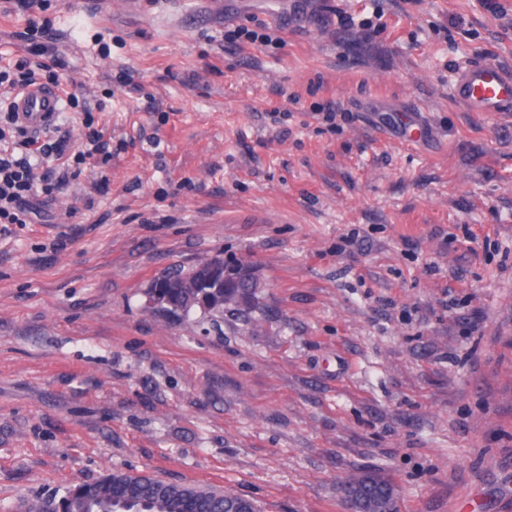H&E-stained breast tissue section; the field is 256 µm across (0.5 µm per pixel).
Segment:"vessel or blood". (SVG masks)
<instances>
[{"label":"vessel or blood","instance_id":"b4317fda","mask_svg":"<svg viewBox=\"0 0 512 512\" xmlns=\"http://www.w3.org/2000/svg\"><path fill=\"white\" fill-rule=\"evenodd\" d=\"M453 95L473 112L512 110V71L496 65H472L461 71ZM17 123L25 129L51 126L62 110L61 95L53 88L31 85L12 99Z\"/></svg>","mask_w":512,"mask_h":512}]
</instances>
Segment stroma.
<instances>
[{"instance_id": "35a3bbf8", "label": "stroma", "mask_w": 512, "mask_h": 512, "mask_svg": "<svg viewBox=\"0 0 512 512\" xmlns=\"http://www.w3.org/2000/svg\"><path fill=\"white\" fill-rule=\"evenodd\" d=\"M33 20L92 111L56 128L112 159L0 224V512L114 470L260 512H347L355 474L398 512H512V112L453 96L512 71V0H43L0 7V66ZM215 254L252 264L253 323L145 311ZM454 98L471 112L512 110V71L496 65H472L459 73ZM353 488L363 484L373 497L375 507L380 511L398 512L395 491L384 478L376 475L352 476L347 480Z\"/></svg>"}]
</instances>
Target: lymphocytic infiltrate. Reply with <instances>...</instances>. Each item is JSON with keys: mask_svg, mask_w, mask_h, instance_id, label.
<instances>
[{"mask_svg": "<svg viewBox=\"0 0 512 512\" xmlns=\"http://www.w3.org/2000/svg\"><path fill=\"white\" fill-rule=\"evenodd\" d=\"M36 68L30 61L18 60L14 67L0 69V223L26 224L40 205L49 204L57 190L74 179L77 166L86 163L94 154L105 152L101 134L87 133V148H72L67 138L41 142L39 134L17 126L8 107L12 96L37 83ZM50 154L58 161L56 178L34 183L36 155Z\"/></svg>", "mask_w": 512, "mask_h": 512, "instance_id": "lymphocytic-infiltrate-1", "label": "lymphocytic infiltrate"}]
</instances>
